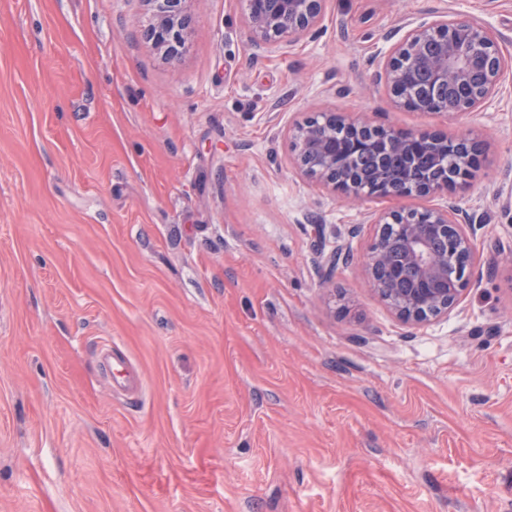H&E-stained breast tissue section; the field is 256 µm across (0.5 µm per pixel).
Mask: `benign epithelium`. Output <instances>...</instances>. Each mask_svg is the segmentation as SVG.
Listing matches in <instances>:
<instances>
[{
    "label": "benign epithelium",
    "mask_w": 512,
    "mask_h": 512,
    "mask_svg": "<svg viewBox=\"0 0 512 512\" xmlns=\"http://www.w3.org/2000/svg\"><path fill=\"white\" fill-rule=\"evenodd\" d=\"M150 17L144 38L167 60L187 50L189 0H146ZM254 48L292 46L311 37L323 21L326 0H243ZM403 35L385 51L380 77L394 102L408 101L405 86L415 68L432 73L448 85V100L425 108L446 117L467 116L484 110L512 73L507 57L488 27L464 13H439L433 19L403 26ZM354 133L358 153L388 157L391 165L378 166L375 183L364 186L356 171L336 156V127ZM298 167L307 177L352 200L402 199L448 192V178L419 176L420 161L439 156L448 147H466L459 156L457 177L473 174L471 159L483 144L467 134L448 138L428 132L401 135L361 118L321 112L291 131ZM467 210L460 200L420 210L391 208L368 216L375 235L362 264V273L378 297L402 321L422 324L446 316L468 288L475 270L474 244ZM349 245L338 243L325 261V279L331 280L340 260L349 257Z\"/></svg>",
    "instance_id": "1"
}]
</instances>
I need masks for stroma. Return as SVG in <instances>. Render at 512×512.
<instances>
[{
	"label": "stroma",
	"instance_id": "obj_1",
	"mask_svg": "<svg viewBox=\"0 0 512 512\" xmlns=\"http://www.w3.org/2000/svg\"><path fill=\"white\" fill-rule=\"evenodd\" d=\"M456 11L512 55V0H327L262 50L241 0H189L175 61L145 0H0V512H512V79L458 121L376 76ZM326 111L484 141L448 316L404 324L359 272L393 200L298 170L288 129Z\"/></svg>",
	"mask_w": 512,
	"mask_h": 512
}]
</instances>
